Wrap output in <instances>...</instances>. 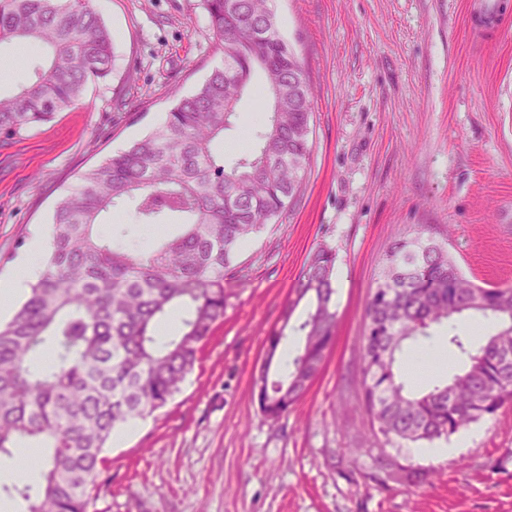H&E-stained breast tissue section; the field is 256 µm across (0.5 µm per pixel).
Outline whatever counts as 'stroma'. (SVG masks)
Instances as JSON below:
<instances>
[{"instance_id": "1", "label": "stroma", "mask_w": 512, "mask_h": 512, "mask_svg": "<svg viewBox=\"0 0 512 512\" xmlns=\"http://www.w3.org/2000/svg\"><path fill=\"white\" fill-rule=\"evenodd\" d=\"M315 91L300 194L238 252L199 361L110 439L96 512H512V405L433 442L386 439L361 406L366 308L394 241L424 231L479 284H512V0H271ZM112 75L39 128L0 134V277L60 195L161 124L224 57L203 0H90ZM336 252V339L307 394L266 419L253 377L318 247ZM429 383L461 360L420 339Z\"/></svg>"}]
</instances>
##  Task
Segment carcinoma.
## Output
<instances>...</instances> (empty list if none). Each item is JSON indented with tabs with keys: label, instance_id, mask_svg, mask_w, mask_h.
<instances>
[{
	"label": "carcinoma",
	"instance_id": "1",
	"mask_svg": "<svg viewBox=\"0 0 512 512\" xmlns=\"http://www.w3.org/2000/svg\"><path fill=\"white\" fill-rule=\"evenodd\" d=\"M224 62L180 98L154 132L90 169L55 203L41 277L0 325V455L24 441L44 454L37 488L0 487L23 512H89L118 427L165 406L193 371L229 296L224 271L241 246L288 208L312 151L314 89L267 0H203ZM33 41L46 60L34 78L0 95V134L17 135L73 107L114 68L111 31L84 0H0V44ZM261 103L249 148L231 162L224 139L245 94ZM126 206L138 224H176L178 235L142 247L102 237L104 213ZM336 253L319 247L294 287L308 299L302 346L286 368L258 369L254 396L276 421L305 396L334 341ZM369 301L361 353L363 406L386 438L449 437L494 414L512 394V285L483 287L420 232L390 246ZM179 310V328L158 327ZM495 322L476 341L448 336L462 368L414 392L394 371L406 342L465 314Z\"/></svg>",
	"mask_w": 512,
	"mask_h": 512
}]
</instances>
